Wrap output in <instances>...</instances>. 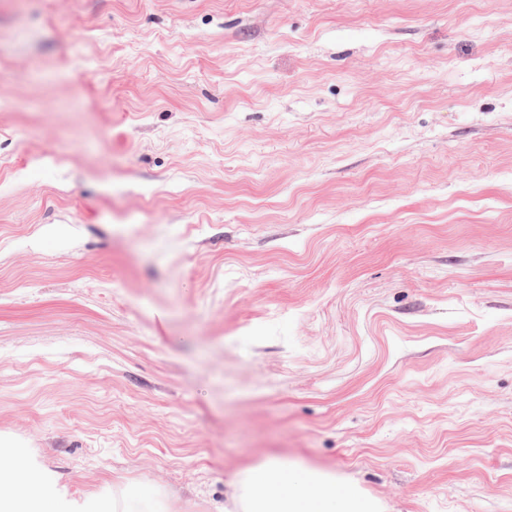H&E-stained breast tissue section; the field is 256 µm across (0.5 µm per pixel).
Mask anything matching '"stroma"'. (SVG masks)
<instances>
[{"label":"stroma","instance_id":"obj_1","mask_svg":"<svg viewBox=\"0 0 512 512\" xmlns=\"http://www.w3.org/2000/svg\"><path fill=\"white\" fill-rule=\"evenodd\" d=\"M0 435L512 512V0H0Z\"/></svg>","mask_w":512,"mask_h":512}]
</instances>
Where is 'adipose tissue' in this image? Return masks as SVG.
Listing matches in <instances>:
<instances>
[{
	"mask_svg": "<svg viewBox=\"0 0 512 512\" xmlns=\"http://www.w3.org/2000/svg\"><path fill=\"white\" fill-rule=\"evenodd\" d=\"M0 465V512H186L155 500L151 487L137 486L123 498L78 495L38 462L32 450L6 448ZM239 512H378L358 491L337 485L334 475L280 456L236 471L230 480Z\"/></svg>",
	"mask_w": 512,
	"mask_h": 512,
	"instance_id": "adipose-tissue-1",
	"label": "adipose tissue"
}]
</instances>
